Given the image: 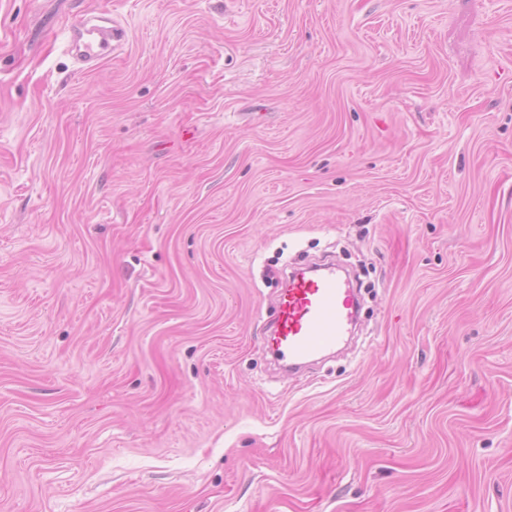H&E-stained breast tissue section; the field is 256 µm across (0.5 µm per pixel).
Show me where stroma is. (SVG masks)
I'll use <instances>...</instances> for the list:
<instances>
[{
	"instance_id": "stroma-1",
	"label": "stroma",
	"mask_w": 512,
	"mask_h": 512,
	"mask_svg": "<svg viewBox=\"0 0 512 512\" xmlns=\"http://www.w3.org/2000/svg\"><path fill=\"white\" fill-rule=\"evenodd\" d=\"M0 512H512V0H0ZM81 15L66 24V50L83 73L123 55L129 41L127 27L110 10ZM319 275L294 271L281 289L266 339L268 349L289 371L333 351L351 325L358 298L351 282L336 275L334 264Z\"/></svg>"
}]
</instances>
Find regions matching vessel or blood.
Segmentation results:
<instances>
[{
    "label": "vessel or blood",
    "mask_w": 512,
    "mask_h": 512,
    "mask_svg": "<svg viewBox=\"0 0 512 512\" xmlns=\"http://www.w3.org/2000/svg\"><path fill=\"white\" fill-rule=\"evenodd\" d=\"M66 50L84 73L123 55L127 27L109 10L82 15L66 26ZM358 298L351 282L337 276L335 265L325 273L289 274L277 301L266 339L268 349L295 371L331 352L351 330Z\"/></svg>",
    "instance_id": "vessel-or-blood-1"
}]
</instances>
